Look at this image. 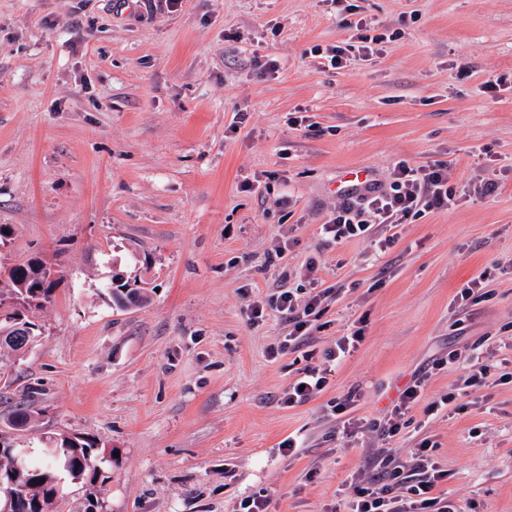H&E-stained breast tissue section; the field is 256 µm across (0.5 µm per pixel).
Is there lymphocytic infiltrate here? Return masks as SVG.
Returning <instances> with one entry per match:
<instances>
[{
  "instance_id": "1",
  "label": "lymphocytic infiltrate",
  "mask_w": 512,
  "mask_h": 512,
  "mask_svg": "<svg viewBox=\"0 0 512 512\" xmlns=\"http://www.w3.org/2000/svg\"><path fill=\"white\" fill-rule=\"evenodd\" d=\"M455 196V190L448 186L447 166L438 163L412 168L400 163L395 165L388 186L370 184L343 198L322 225L321 233L326 243L334 245L355 237L373 239L376 253L382 254L394 242L393 237H380L382 228H394L426 212L448 208ZM316 270L317 265L312 260L303 267V277L309 286L306 300H299L296 293L284 289L267 300L249 304L251 322L262 320L272 311L288 319L292 327L288 336L270 347V354L299 350L311 338L323 303L335 293L331 286L319 288ZM362 340L363 332L359 329L337 337L334 347L324 351L322 363L304 368L289 385L285 404L296 406L315 398L327 386L333 366ZM422 391V381L407 384L390 414L381 420L364 423L349 418L347 412L351 403L346 399L336 401L330 411L341 418V434L347 441H355L367 428L378 431L388 440L400 433L405 415L419 402ZM428 448V441H421L407 466L399 464L391 451L382 450L376 458L377 472L361 473L353 483L348 512H459L447 499L432 494L444 472Z\"/></svg>"
}]
</instances>
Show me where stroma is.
<instances>
[{
    "instance_id": "stroma-1",
    "label": "stroma",
    "mask_w": 512,
    "mask_h": 512,
    "mask_svg": "<svg viewBox=\"0 0 512 512\" xmlns=\"http://www.w3.org/2000/svg\"><path fill=\"white\" fill-rule=\"evenodd\" d=\"M359 32L369 60L313 52ZM400 162L446 163L454 206L399 225L385 272L369 240L325 245L350 172L384 185ZM0 224V271L38 256L64 275L34 347L0 354V440L37 460L95 437L101 512H232L259 493L270 512H344L368 457L407 462L425 438L446 472L434 495L512 512V0H0ZM311 258L342 292L311 358L269 356L288 324L248 306L301 285ZM117 264L147 304L102 294ZM479 274L493 298L460 305ZM356 327L328 386L282 404ZM475 349L486 385L426 414L458 384L435 361ZM415 377L424 400L391 442L342 439L330 401L381 419Z\"/></svg>"
}]
</instances>
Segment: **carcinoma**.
Segmentation results:
<instances>
[{"mask_svg": "<svg viewBox=\"0 0 512 512\" xmlns=\"http://www.w3.org/2000/svg\"><path fill=\"white\" fill-rule=\"evenodd\" d=\"M63 275L55 267L42 259L32 257L27 261L11 267L8 271L6 289H0V296L20 295L22 302L0 306V328L5 321L17 316L34 319V336L41 335L36 313L51 302ZM137 276L129 275L119 278L112 276L106 284L112 304L119 310H126V302L133 299L135 305L146 300L145 289L135 287ZM98 447L97 440L88 435H62L51 441V446L43 449L44 462L27 463V479L14 484L11 491L16 495L30 497L34 503L32 512H52L59 498L61 475H66L71 482L86 487H93L106 481L107 476L100 475L99 468L93 463Z\"/></svg>", "mask_w": 512, "mask_h": 512, "instance_id": "1", "label": "carcinoma"}]
</instances>
